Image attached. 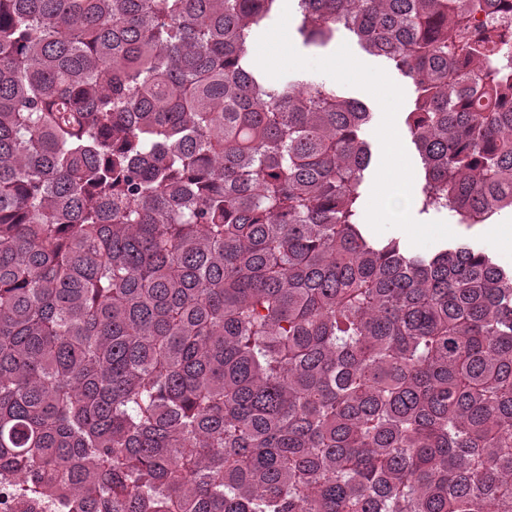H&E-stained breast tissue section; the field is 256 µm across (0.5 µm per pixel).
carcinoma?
<instances>
[{
	"label": "carcinoma",
	"mask_w": 512,
	"mask_h": 512,
	"mask_svg": "<svg viewBox=\"0 0 512 512\" xmlns=\"http://www.w3.org/2000/svg\"><path fill=\"white\" fill-rule=\"evenodd\" d=\"M283 0H0L12 512H512V269L359 223L372 113ZM416 86L421 206L512 210V0H295Z\"/></svg>",
	"instance_id": "carcinoma-1"
}]
</instances>
